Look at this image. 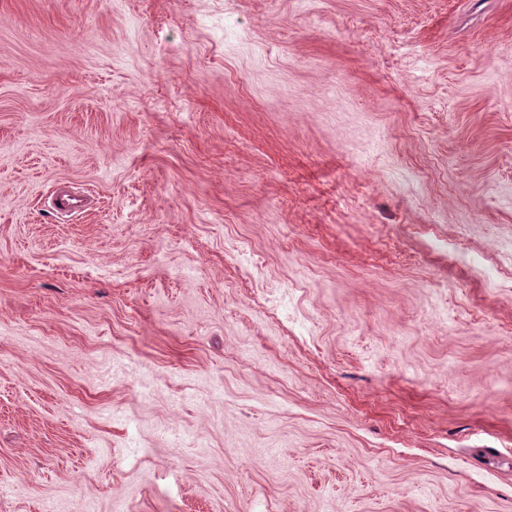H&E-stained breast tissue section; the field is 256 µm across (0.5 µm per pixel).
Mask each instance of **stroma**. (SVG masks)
<instances>
[{"instance_id":"obj_1","label":"stroma","mask_w":512,"mask_h":512,"mask_svg":"<svg viewBox=\"0 0 512 512\" xmlns=\"http://www.w3.org/2000/svg\"><path fill=\"white\" fill-rule=\"evenodd\" d=\"M0 512H512V0H0Z\"/></svg>"}]
</instances>
